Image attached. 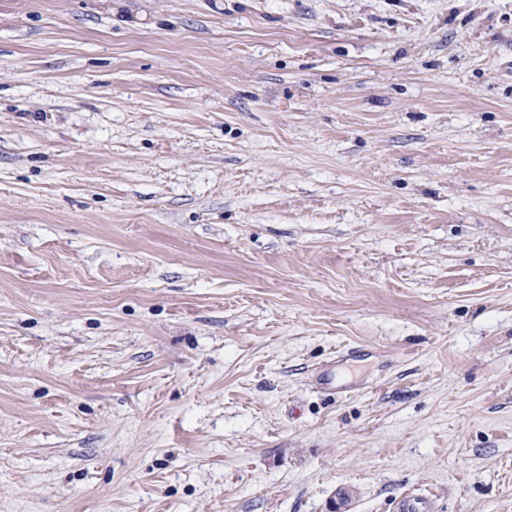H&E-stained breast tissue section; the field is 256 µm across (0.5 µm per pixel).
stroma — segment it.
<instances>
[{
	"label": "stroma",
	"mask_w": 512,
	"mask_h": 512,
	"mask_svg": "<svg viewBox=\"0 0 512 512\" xmlns=\"http://www.w3.org/2000/svg\"><path fill=\"white\" fill-rule=\"evenodd\" d=\"M418 491L512 512V0H0V512Z\"/></svg>",
	"instance_id": "1"
}]
</instances>
